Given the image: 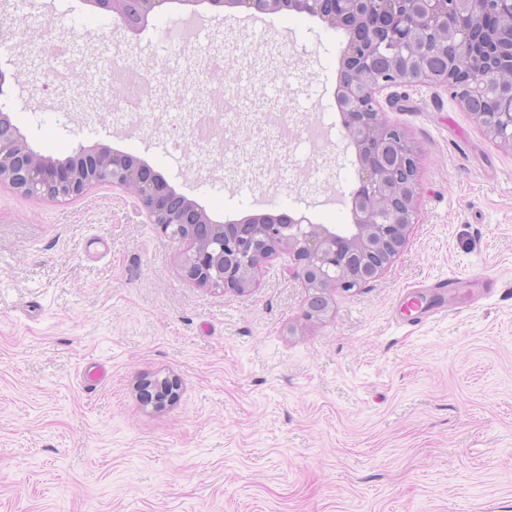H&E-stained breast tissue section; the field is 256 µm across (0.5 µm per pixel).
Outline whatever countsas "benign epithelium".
Returning <instances> with one entry per match:
<instances>
[{"instance_id":"7a95c632","label":"benign epithelium","mask_w":512,"mask_h":512,"mask_svg":"<svg viewBox=\"0 0 512 512\" xmlns=\"http://www.w3.org/2000/svg\"><path fill=\"white\" fill-rule=\"evenodd\" d=\"M166 0H92L115 13L133 31ZM258 12L283 9L318 17L349 34L338 74L336 109L359 169L350 195L353 223L328 228L286 213L249 216L238 224L212 220L196 202L178 195L140 159L107 147L79 148L64 161L34 152L0 110V184L22 195L70 200L99 184L135 196L150 223L170 238L188 244L182 259L186 276L203 288L244 293L257 286V273L281 250L292 256L288 276L308 290L305 316L318 318L329 308V291L358 288L378 278L404 247L416 223L418 167L404 132L384 118L377 99L382 91L413 82L440 84L471 111L470 99L486 90L472 77L462 56L448 52V67L434 73L427 55L436 44L463 46L480 55L491 71L512 65V0H209ZM491 14L498 28L481 36L476 19ZM391 56L386 74L373 71L379 55ZM486 133L512 146V111L476 112ZM139 388L155 406L173 403L180 384L170 377L143 378Z\"/></svg>"}]
</instances>
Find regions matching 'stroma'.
I'll return each mask as SVG.
<instances>
[{
    "label": "stroma",
    "mask_w": 512,
    "mask_h": 512,
    "mask_svg": "<svg viewBox=\"0 0 512 512\" xmlns=\"http://www.w3.org/2000/svg\"><path fill=\"white\" fill-rule=\"evenodd\" d=\"M189 19L204 39L169 47ZM45 29L79 48L68 81L47 60L31 78ZM348 38L209 0H169L136 33L91 0H0L6 105L35 152L130 154L226 224L351 223L358 165L335 99ZM108 57L149 79L154 125L120 91L101 112ZM218 90L236 103L220 138L263 168L174 145V116ZM398 92L384 111L417 149L418 221L378 279L310 320L288 255L251 292L201 288L185 244L122 189L60 203L0 185V512H512V148L444 87ZM286 122L320 125L326 149L282 143ZM450 278L447 311L408 307ZM147 375L177 376L178 401L144 403Z\"/></svg>",
    "instance_id": "1"
}]
</instances>
